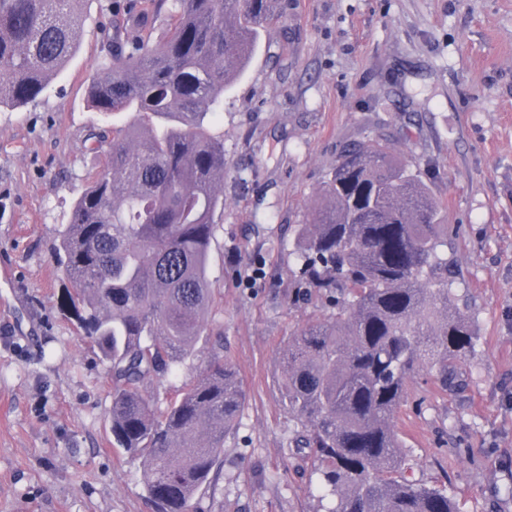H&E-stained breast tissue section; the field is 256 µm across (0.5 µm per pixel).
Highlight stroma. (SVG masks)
<instances>
[{"label":"stroma","instance_id":"35a3bbf8","mask_svg":"<svg viewBox=\"0 0 512 512\" xmlns=\"http://www.w3.org/2000/svg\"><path fill=\"white\" fill-rule=\"evenodd\" d=\"M148 0H85L79 45L33 102L0 110V512H153L141 463L112 439V382L64 305L54 251L112 121L88 100L104 28ZM224 140L207 333L176 375L147 387L166 406L222 341L244 404L194 512H322L309 454L282 398L291 336L323 322L303 299L291 225L321 200L344 148L373 140L420 171L454 230L455 293L479 345L462 389L423 365L394 422L413 480L461 512H512V0H288L211 125Z\"/></svg>","mask_w":512,"mask_h":512}]
</instances>
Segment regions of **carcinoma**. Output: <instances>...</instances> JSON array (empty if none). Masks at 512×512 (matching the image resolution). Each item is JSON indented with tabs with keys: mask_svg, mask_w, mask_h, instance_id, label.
I'll return each mask as SVG.
<instances>
[{
	"mask_svg": "<svg viewBox=\"0 0 512 512\" xmlns=\"http://www.w3.org/2000/svg\"><path fill=\"white\" fill-rule=\"evenodd\" d=\"M85 0H0V108L41 95L77 49ZM288 0H154L107 34L89 100L121 128L96 135L56 249L66 303L109 363L112 436L142 461L155 512H191L221 463L245 397L217 344L166 407L144 387L174 371L206 330L207 253L224 185V139L208 132L224 90ZM164 17L166 30L154 36ZM422 177L376 143L348 151L321 203L293 230L300 287L324 291L330 320L292 337L281 390L335 505L326 512H458L444 487L410 477L394 416L426 364L443 390L479 339L456 310L448 225Z\"/></svg>",
	"mask_w": 512,
	"mask_h": 512,
	"instance_id": "obj_1",
	"label": "carcinoma"
}]
</instances>
